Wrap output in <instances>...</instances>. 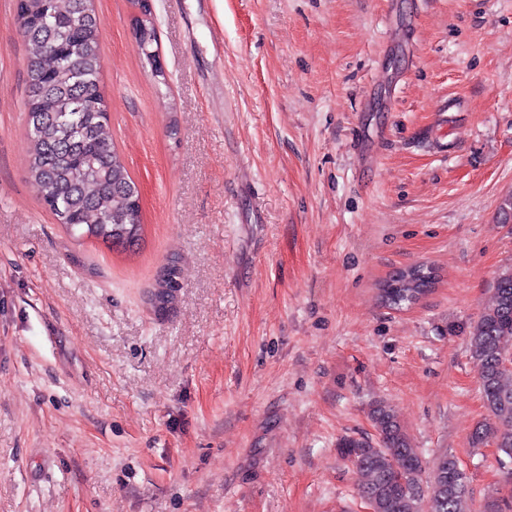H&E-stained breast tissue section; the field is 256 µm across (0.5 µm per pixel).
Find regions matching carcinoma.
Returning <instances> with one entry per match:
<instances>
[{"label": "carcinoma", "instance_id": "1", "mask_svg": "<svg viewBox=\"0 0 512 512\" xmlns=\"http://www.w3.org/2000/svg\"><path fill=\"white\" fill-rule=\"evenodd\" d=\"M27 47L26 123L28 172L43 205L70 233L100 241L117 252L139 249L143 213L138 187L107 133L101 87L102 18L94 0H26L18 15ZM136 31L147 62L156 67L151 21ZM428 270L392 274L385 285L393 305L407 307L421 294ZM488 418L471 432L475 447L495 445L499 461H512V372L501 360L512 355V269L499 274L490 302L468 336ZM378 443L346 437L341 457L363 476L362 498L374 512H470L469 480L458 459L442 454L427 467L410 445L397 417L372 406ZM508 496L491 497L483 512H507Z\"/></svg>", "mask_w": 512, "mask_h": 512}]
</instances>
